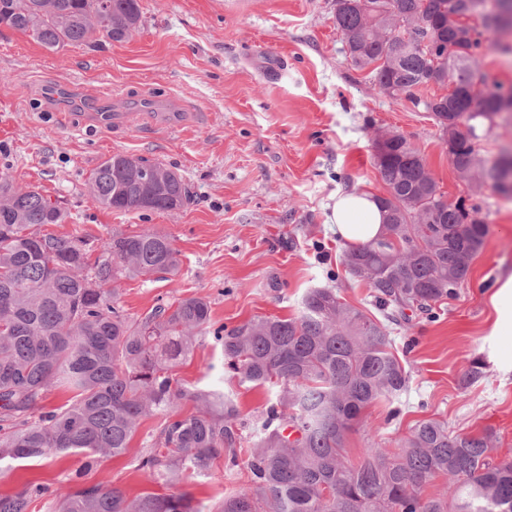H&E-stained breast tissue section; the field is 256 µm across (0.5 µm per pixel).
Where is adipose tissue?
Here are the masks:
<instances>
[{
    "label": "adipose tissue",
    "mask_w": 512,
    "mask_h": 512,
    "mask_svg": "<svg viewBox=\"0 0 512 512\" xmlns=\"http://www.w3.org/2000/svg\"><path fill=\"white\" fill-rule=\"evenodd\" d=\"M328 221L342 240L361 245L371 241L381 230L384 214L368 192H350L338 196Z\"/></svg>",
    "instance_id": "obj_1"
}]
</instances>
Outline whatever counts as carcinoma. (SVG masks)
<instances>
[{
    "mask_svg": "<svg viewBox=\"0 0 512 512\" xmlns=\"http://www.w3.org/2000/svg\"><path fill=\"white\" fill-rule=\"evenodd\" d=\"M336 0V28L358 70L379 93L428 112L442 149L466 183L467 199L448 203L420 150L382 131L373 163L384 184L382 231L344 251L343 264L372 291L376 317L312 288L298 315L256 317L216 336L232 376L275 390L249 440L237 404L220 389L191 388L170 374L194 352L210 323L204 296L162 300L133 317L114 285L156 273L176 276L180 254L153 229L60 236L48 227L67 212L51 197L0 175V462L82 452L119 457L141 422L160 418L142 468L171 484L198 477L226 453L246 450L250 486L230 493L216 512H512V457L490 431L453 434L427 419L394 448H368L353 460L348 440L365 412L396 399L409 376L392 351L390 325L457 296L490 233L474 203L492 184L512 194V155L490 166L479 149L512 112V88L478 63L482 49L512 30V0ZM140 0H0V26L49 50L122 42L139 32ZM455 84L452 96L429 93ZM486 88L477 108L469 88ZM87 193L117 213L172 212L192 193L165 164L115 154L90 174ZM54 390L72 397L45 410ZM181 402L193 404L182 412ZM248 448H243V442ZM444 489L426 496L437 480ZM57 512H197L186 493L128 497L118 488L74 483L35 488ZM32 492L0 495V512H29Z\"/></svg>",
    "mask_w": 512,
    "mask_h": 512,
    "instance_id": "obj_1",
    "label": "carcinoma"
}]
</instances>
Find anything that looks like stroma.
<instances>
[{
	"mask_svg": "<svg viewBox=\"0 0 512 512\" xmlns=\"http://www.w3.org/2000/svg\"><path fill=\"white\" fill-rule=\"evenodd\" d=\"M144 26L127 42L51 51L0 27V172L57 199L68 212L61 236L107 241L113 229L169 235L181 266L171 280L124 281L129 315L158 299L201 295L211 326L173 376L190 387L221 386L250 423L269 391L232 378L216 329L255 316L297 315L305 293L333 288L370 308V290L342 264L346 244L326 222L336 196L384 191L373 164L376 131L407 137L448 201L465 195L439 130L404 98L378 94L368 71L352 67L334 22L336 0H140ZM127 154L173 167L191 204L172 212L121 214L86 192L105 158ZM490 233L455 299L411 328L393 326L394 353L409 375L394 401L371 407L349 446L395 445L417 421L450 431L492 429L512 454V196L485 188L476 199ZM157 419L144 421L123 456L86 465L81 453L0 463V493L28 483L58 484L76 470L84 482L127 495L188 493L199 512L249 485L246 454L217 458L206 475L170 485L141 467Z\"/></svg>",
	"mask_w": 512,
	"mask_h": 512,
	"instance_id": "stroma-1",
	"label": "stroma"
}]
</instances>
